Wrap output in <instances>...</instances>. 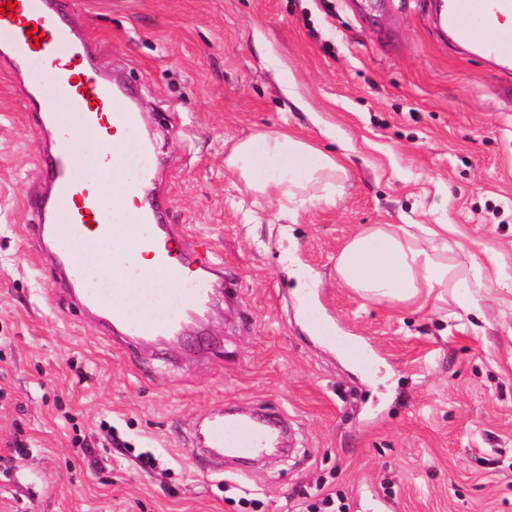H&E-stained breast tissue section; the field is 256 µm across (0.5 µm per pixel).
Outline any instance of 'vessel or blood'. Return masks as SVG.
Returning <instances> with one entry per match:
<instances>
[{
    "label": "vessel or blood",
    "instance_id": "b4317fda",
    "mask_svg": "<svg viewBox=\"0 0 512 512\" xmlns=\"http://www.w3.org/2000/svg\"><path fill=\"white\" fill-rule=\"evenodd\" d=\"M439 30L457 44L476 47L503 75L512 74V0H435ZM38 36H30V29ZM0 47L15 65L47 67L65 93L64 106L83 132L99 145L94 167L79 164L69 134L58 135L55 149L43 164L47 193L32 207L38 214L30 229L44 251L52 253L68 294L81 310L95 314L106 335L129 351L145 345H170L183 340L191 310H203L210 297L206 260L190 254L177 227L162 221L163 204L155 193V173L147 166L124 184L136 211L122 233H113L102 208L97 183L100 170L123 167L130 155H148L140 135L134 96L125 86L102 78L92 66L89 43L60 28L45 0H0ZM137 241L153 256L150 271L127 269L129 277L162 276L165 285L154 294L138 288H116L111 278L87 287L85 266L77 253L94 254L104 241ZM278 438L269 424L256 420H225L212 414L200 435L213 458L255 455Z\"/></svg>",
    "mask_w": 512,
    "mask_h": 512
}]
</instances>
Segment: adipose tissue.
Listing matches in <instances>:
<instances>
[{
	"label": "adipose tissue",
	"instance_id": "obj_1",
	"mask_svg": "<svg viewBox=\"0 0 512 512\" xmlns=\"http://www.w3.org/2000/svg\"><path fill=\"white\" fill-rule=\"evenodd\" d=\"M237 181L257 199H272L282 215L309 203L334 204L347 177L340 158L287 131L260 133L235 142L225 159ZM447 240L421 242L407 224H378L354 234L336 258V275L364 298L426 306L452 297L462 310L477 304L470 267L448 255ZM150 268V256L125 245L121 263L112 248L87 260V284L101 278L121 283L120 265Z\"/></svg>",
	"mask_w": 512,
	"mask_h": 512
}]
</instances>
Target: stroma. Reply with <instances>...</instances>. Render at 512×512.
<instances>
[{
    "label": "stroma",
    "mask_w": 512,
    "mask_h": 512,
    "mask_svg": "<svg viewBox=\"0 0 512 512\" xmlns=\"http://www.w3.org/2000/svg\"><path fill=\"white\" fill-rule=\"evenodd\" d=\"M54 2L135 88L169 221L223 266L225 300L197 326L206 354L134 360L71 302L28 234L46 74L0 59V512H310L329 494L346 512H512V82L438 39L431 0ZM282 129L344 160L335 206L284 217L225 167L226 140ZM368 224L447 225L477 308L339 283ZM218 411L279 418L286 453L214 463L194 435Z\"/></svg>",
    "instance_id": "1"
}]
</instances>
